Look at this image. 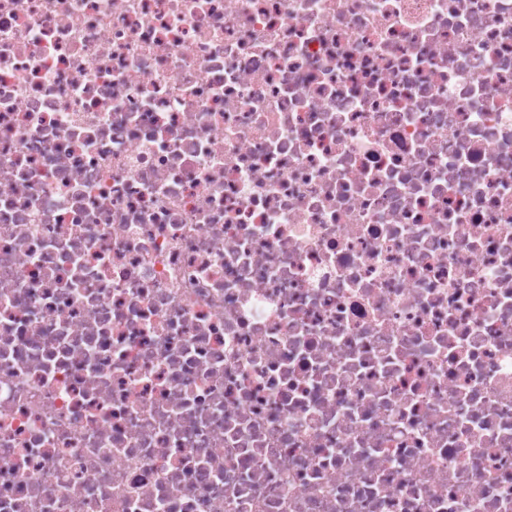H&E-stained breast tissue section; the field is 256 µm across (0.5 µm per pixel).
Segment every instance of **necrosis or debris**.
<instances>
[{"instance_id":"necrosis-or-debris-1","label":"necrosis or debris","mask_w":512,"mask_h":512,"mask_svg":"<svg viewBox=\"0 0 512 512\" xmlns=\"http://www.w3.org/2000/svg\"><path fill=\"white\" fill-rule=\"evenodd\" d=\"M0 512H512V0H0Z\"/></svg>"}]
</instances>
